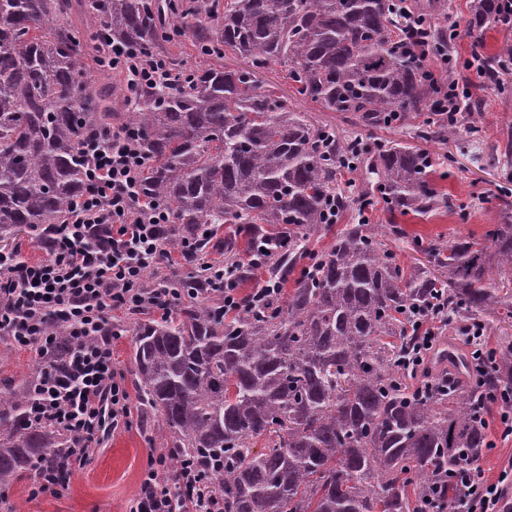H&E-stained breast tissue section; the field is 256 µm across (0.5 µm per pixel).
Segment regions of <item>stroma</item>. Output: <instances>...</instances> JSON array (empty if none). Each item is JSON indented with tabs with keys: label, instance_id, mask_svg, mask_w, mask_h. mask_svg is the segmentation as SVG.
<instances>
[{
	"label": "stroma",
	"instance_id": "stroma-1",
	"mask_svg": "<svg viewBox=\"0 0 512 512\" xmlns=\"http://www.w3.org/2000/svg\"><path fill=\"white\" fill-rule=\"evenodd\" d=\"M471 3L472 0H432V24L455 33L450 76L470 83L472 94L480 101L477 116L481 139L464 135L444 146H427L435 160L432 182L439 192L451 195L453 209L441 208L423 216L392 213L378 198L364 214L372 224L401 225L406 236L399 243L397 255L401 264L409 267L426 260L423 253L414 250V240H448L459 235L482 237L501 221L500 192L506 187L512 189V170L505 172L486 163L490 148L512 126V74L504 76L502 85L494 86L470 68L475 40L467 28ZM257 77L262 84L277 88L290 111L306 113L313 124L335 127L342 139L381 144L413 141L411 123L369 130L354 124L348 114L317 108L294 91L279 65H269L258 71ZM35 363L34 354L16 350L9 341L1 339L0 390L29 383L37 373ZM162 447L152 419L134 415L130 428L104 438L91 464L74 468L68 487L60 496L30 497L31 486L23 482L0 494V512H127L150 451Z\"/></svg>",
	"mask_w": 512,
	"mask_h": 512
}]
</instances>
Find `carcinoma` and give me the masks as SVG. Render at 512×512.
<instances>
[{"label": "carcinoma", "mask_w": 512, "mask_h": 512, "mask_svg": "<svg viewBox=\"0 0 512 512\" xmlns=\"http://www.w3.org/2000/svg\"><path fill=\"white\" fill-rule=\"evenodd\" d=\"M405 9L421 13L416 0H0V243L22 230L50 241L89 188L80 147L108 142L114 124L138 130L139 194L167 213L163 246L188 272L172 283L181 298L170 312L133 326L137 398L166 447L180 449L173 460L195 461L224 493V512H458L462 464L491 447L482 407L512 391V342L485 350L491 367L481 379L474 353L454 343L416 372L407 365L412 323L435 301L448 304L450 322L512 318L509 190L504 223L484 240L416 239L428 265L408 269L389 247L405 237L399 225L337 229L326 211L353 205L339 166L363 153L389 209L451 207L431 181V156L399 142L343 145L256 77L278 64L303 99L369 129L429 112L420 140L479 135L478 101L435 112ZM496 16L497 0H473L468 27L480 32ZM185 29L202 55L229 49L249 66L185 70L168 50ZM426 29L433 49H452L446 31ZM101 31L165 60L173 81L96 88L80 50L110 70ZM497 56H482L495 81ZM488 163L512 167V138ZM200 224L237 225L248 253L266 250V283L293 287L263 304L246 294L224 317L205 258L224 255L240 279L251 267L235 239L192 246ZM328 234L327 252L310 248ZM25 406L26 395L0 392V490L37 483L69 454L68 437L30 423Z\"/></svg>", "instance_id": "obj_1"}]
</instances>
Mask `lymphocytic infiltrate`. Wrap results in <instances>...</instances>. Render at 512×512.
Instances as JSON below:
<instances>
[{
  "label": "lymphocytic infiltrate",
  "instance_id": "obj_1",
  "mask_svg": "<svg viewBox=\"0 0 512 512\" xmlns=\"http://www.w3.org/2000/svg\"><path fill=\"white\" fill-rule=\"evenodd\" d=\"M112 66L133 86L161 76L160 62H139L132 48L112 47ZM138 135L117 128L103 145L87 144L88 194L55 225L43 260H25L18 250L0 248V338L21 351L36 353L45 368L33 384L29 418L48 423L72 438L71 452L47 472L32 496L66 489L74 466L93 461L105 436L131 425L126 374L112 360L118 330L112 313L149 309L169 312L180 298L176 288H151L148 270L170 264L161 229L165 212L149 209L140 219L138 181L145 165L136 148ZM64 323L71 350L55 365L50 321ZM171 451L151 453L141 473L129 512H224V500L189 466L171 468ZM465 512H512V465L490 479L482 464L463 477Z\"/></svg>",
  "mask_w": 512,
  "mask_h": 512
}]
</instances>
